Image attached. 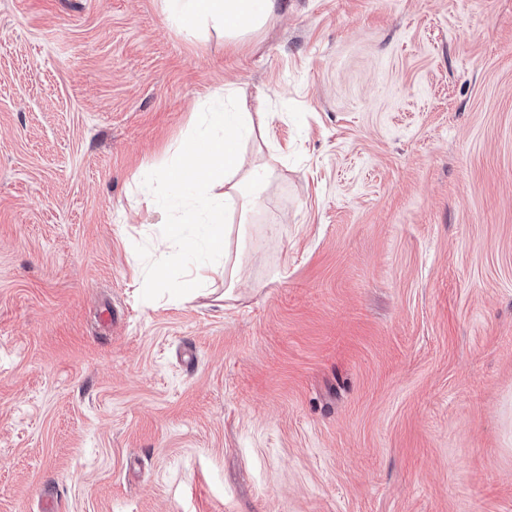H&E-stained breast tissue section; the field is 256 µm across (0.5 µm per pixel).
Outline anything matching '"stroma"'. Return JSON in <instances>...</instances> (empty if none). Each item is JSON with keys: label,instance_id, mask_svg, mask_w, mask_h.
Returning <instances> with one entry per match:
<instances>
[{"label": "stroma", "instance_id": "35a3bbf8", "mask_svg": "<svg viewBox=\"0 0 512 512\" xmlns=\"http://www.w3.org/2000/svg\"><path fill=\"white\" fill-rule=\"evenodd\" d=\"M0 0V512H512V0ZM245 281L154 274L226 89ZM162 1L168 16L183 27L212 22L223 28L225 42H238L267 22L278 0Z\"/></svg>", "mask_w": 512, "mask_h": 512}]
</instances>
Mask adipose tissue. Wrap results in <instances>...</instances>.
<instances>
[{
    "label": "adipose tissue",
    "instance_id": "adipose-tissue-1",
    "mask_svg": "<svg viewBox=\"0 0 512 512\" xmlns=\"http://www.w3.org/2000/svg\"><path fill=\"white\" fill-rule=\"evenodd\" d=\"M277 0H163L168 16L183 26L213 23L223 28L224 39L238 42L261 28L275 12ZM208 133H191L177 148L173 167L167 173L169 184L186 188L192 200L179 220L167 224L157 248L155 266L166 268L175 254H192L186 272V284L203 288L220 273L225 283L235 285L243 276V267L231 254L233 225L224 221L231 208H239L242 217L258 213L263 200L256 190L265 186L271 169L265 165H247L244 144L253 136V118L246 106L232 112L211 113ZM211 152L212 162L206 176L194 178L187 170L194 149ZM223 186V195H215V186Z\"/></svg>",
    "mask_w": 512,
    "mask_h": 512
}]
</instances>
